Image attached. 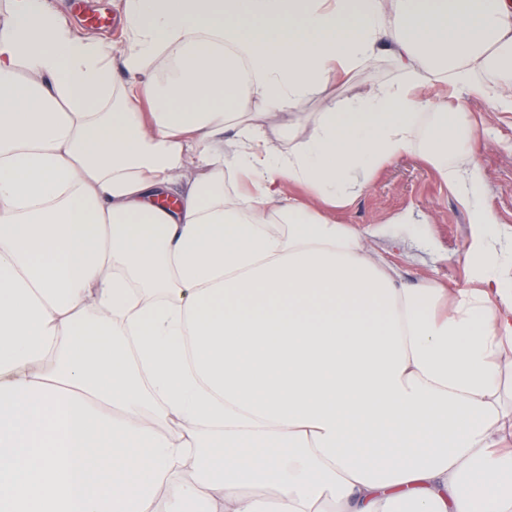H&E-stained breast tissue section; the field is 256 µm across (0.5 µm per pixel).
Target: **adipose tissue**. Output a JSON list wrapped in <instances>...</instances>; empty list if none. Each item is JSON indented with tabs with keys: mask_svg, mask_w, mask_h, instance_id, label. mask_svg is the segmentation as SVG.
Listing matches in <instances>:
<instances>
[{
	"mask_svg": "<svg viewBox=\"0 0 512 512\" xmlns=\"http://www.w3.org/2000/svg\"><path fill=\"white\" fill-rule=\"evenodd\" d=\"M6 6L0 512H512V227L448 145L462 104L420 94L512 112V0H125L127 84L47 0ZM387 47L398 80L269 142L251 100L297 109ZM411 151L473 217L452 296L285 199L347 207Z\"/></svg>",
	"mask_w": 512,
	"mask_h": 512,
	"instance_id": "adipose-tissue-1",
	"label": "adipose tissue"
}]
</instances>
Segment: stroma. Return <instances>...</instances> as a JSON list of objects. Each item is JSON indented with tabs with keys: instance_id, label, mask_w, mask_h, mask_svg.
Wrapping results in <instances>:
<instances>
[{
	"instance_id": "obj_1",
	"label": "stroma",
	"mask_w": 512,
	"mask_h": 512,
	"mask_svg": "<svg viewBox=\"0 0 512 512\" xmlns=\"http://www.w3.org/2000/svg\"><path fill=\"white\" fill-rule=\"evenodd\" d=\"M400 76L396 61L382 52L357 69L350 81L331 82L326 94L310 98L298 112H268L258 101L251 102L250 109L262 113L268 139L284 147L292 134L307 135L310 116L325 111L331 102L345 101ZM424 93L435 100L463 103L476 139L475 159L483 171L487 204L499 224L512 226V112L499 111L490 100L447 85L428 86ZM409 210L415 223L395 226V218ZM329 218L375 229L369 246L383 253L408 283L437 281L452 289L471 285V216L416 155L378 171L351 205Z\"/></svg>"
}]
</instances>
